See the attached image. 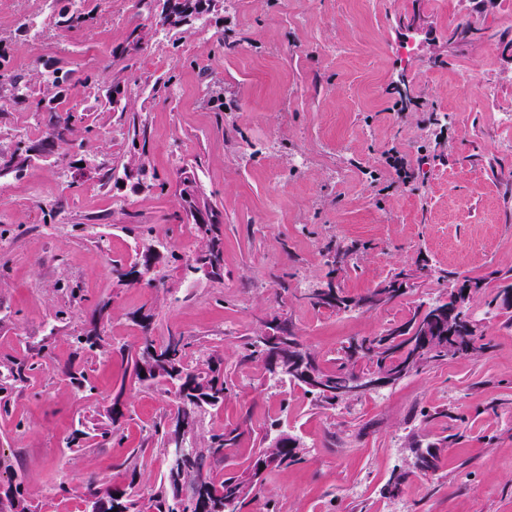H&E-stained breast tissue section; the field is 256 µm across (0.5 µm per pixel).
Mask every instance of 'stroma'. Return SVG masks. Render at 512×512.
<instances>
[{"instance_id":"stroma-1","label":"stroma","mask_w":512,"mask_h":512,"mask_svg":"<svg viewBox=\"0 0 512 512\" xmlns=\"http://www.w3.org/2000/svg\"><path fill=\"white\" fill-rule=\"evenodd\" d=\"M89 25L57 30L56 0H0V51L21 82L59 65L94 73L67 102L92 129L91 171L57 153L0 179V359H51L0 409V490L22 483L32 512H82L90 476L117 486L121 462L144 451L140 494L164 470L149 437L171 397L146 388L122 357L152 335L177 333L224 359V406L202 413L199 436L241 426L217 474L245 469L270 429L304 447L301 462L269 470L240 512H512V308L490 306L512 275V0H217L206 25L159 27L157 0H92ZM44 30L32 37L26 13ZM477 34L450 41L464 25ZM141 30L139 50L127 48ZM124 110L103 106L113 84ZM0 152L29 145L45 112L0 87ZM153 176L123 180L131 149ZM399 152L410 177L386 163ZM194 173L224 232L222 282L183 280L176 255L197 239L173 187ZM164 245L161 288L121 284L114 264L135 256L137 233ZM356 247L333 271L328 247ZM409 275L405 293L373 309L314 308L293 289L332 282L359 298ZM483 280L471 312L490 350L453 358L331 409L271 377L247 356L261 318L290 321L321 364L344 346L409 318L448 293V276ZM110 304L102 335L113 352L77 349L96 302ZM85 367L96 390L67 381ZM125 391L124 441L70 448L77 419H99ZM434 447L437 466L417 456ZM406 473L397 497L391 477Z\"/></svg>"}]
</instances>
